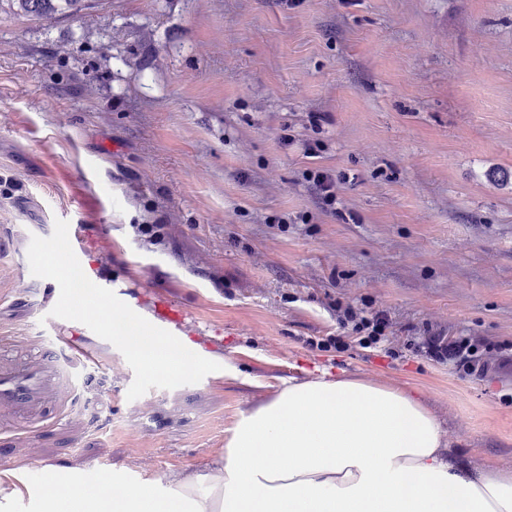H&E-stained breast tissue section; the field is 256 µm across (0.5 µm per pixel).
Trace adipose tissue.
Instances as JSON below:
<instances>
[{
	"instance_id": "adipose-tissue-1",
	"label": "adipose tissue",
	"mask_w": 512,
	"mask_h": 512,
	"mask_svg": "<svg viewBox=\"0 0 512 512\" xmlns=\"http://www.w3.org/2000/svg\"><path fill=\"white\" fill-rule=\"evenodd\" d=\"M216 480L193 502L180 487L132 488L68 512H512V471H457L419 399L340 377L288 385L243 415Z\"/></svg>"
}]
</instances>
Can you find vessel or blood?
I'll use <instances>...</instances> for the list:
<instances>
[{"mask_svg":"<svg viewBox=\"0 0 512 512\" xmlns=\"http://www.w3.org/2000/svg\"><path fill=\"white\" fill-rule=\"evenodd\" d=\"M39 343L31 357L9 361L1 354L14 340L0 336V443L63 425L75 405L77 373L104 365L98 350L79 343L67 324L53 323L51 335Z\"/></svg>","mask_w":512,"mask_h":512,"instance_id":"1","label":"vessel or blood"}]
</instances>
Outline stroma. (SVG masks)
Returning <instances> with one entry per match:
<instances>
[{
  "label": "stroma",
  "instance_id": "1",
  "mask_svg": "<svg viewBox=\"0 0 512 512\" xmlns=\"http://www.w3.org/2000/svg\"><path fill=\"white\" fill-rule=\"evenodd\" d=\"M0 179V330L18 346L50 329L27 252L61 219L83 227V271L138 314L187 312L192 349L221 366L131 401L132 368L84 330L111 367L87 370L67 423L15 440L0 470L37 465L80 493L108 462L203 496L240 418L322 370L418 398L456 470L512 467V367L465 376L408 346L512 343V0L0 11ZM340 305L386 310L392 353L321 349ZM21 489L0 484V512H61Z\"/></svg>",
  "mask_w": 512,
  "mask_h": 512
}]
</instances>
